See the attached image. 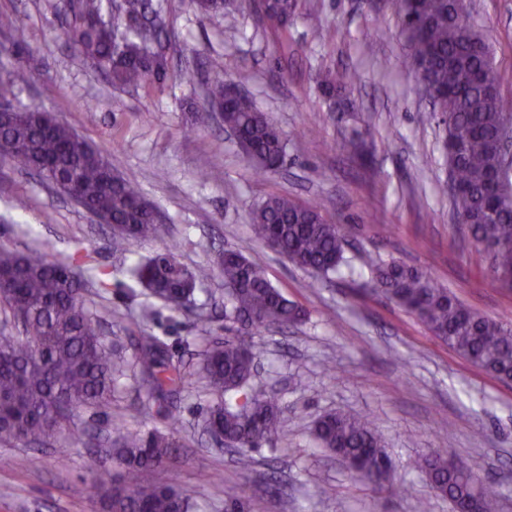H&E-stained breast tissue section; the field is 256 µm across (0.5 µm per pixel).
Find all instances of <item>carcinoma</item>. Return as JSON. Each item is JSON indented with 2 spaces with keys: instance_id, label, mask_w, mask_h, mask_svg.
<instances>
[{
  "instance_id": "cac0c4a2",
  "label": "carcinoma",
  "mask_w": 512,
  "mask_h": 512,
  "mask_svg": "<svg viewBox=\"0 0 512 512\" xmlns=\"http://www.w3.org/2000/svg\"><path fill=\"white\" fill-rule=\"evenodd\" d=\"M269 12L275 27L288 28L299 8L297 0H276ZM195 10L221 24L245 6L244 0H189ZM400 35L411 51L416 90L432 85L431 100L441 115L444 151L458 191L453 212L465 225L462 235L482 243L495 274L512 271V206L499 202L492 177L512 176L502 170L494 144L507 117L499 76L487 80L491 48L470 22L469 10L455 0H396ZM62 35L70 46L115 85L153 89L169 72L167 33L162 5L154 0H65ZM18 56V66L0 77V101L10 103L30 75L42 66L28 48L26 29L12 14L0 13V37ZM359 73L338 76L327 70L321 96L336 107L341 88L353 89ZM231 86L217 79L204 101L194 107L197 121L220 111L224 124L238 132L237 146L251 167L270 172L288 158V141L267 113L245 95H231ZM0 155L35 173L52 187L73 180L79 206L112 228L109 248L125 250L132 241L155 239L161 225L139 182L119 174L112 157L52 113L28 106L0 117ZM256 241L274 245L291 264L318 284L344 261V234L320 209L287 194L270 195L251 213ZM85 255L63 259L38 249L28 252L0 247V304L21 323L24 336L0 334V441L19 445L47 444L65 433L76 445L87 430L82 413L105 414L112 408L114 376L126 361L112 353L99 322L86 304L89 283L78 269ZM370 288L382 293L422 321L431 334L473 365L503 383L512 382V325L480 315L439 286L423 269L399 261L370 264ZM130 274L153 297L176 304L189 301L197 287L215 274L224 279L228 315L240 323L232 338L202 354L201 366L190 372L171 362L167 344L141 329L136 336L135 367L139 386L150 400L172 415L174 398L192 379L203 382L224 401L203 412L205 427L238 449V467L249 471L253 452L273 443L287 417L275 397L253 383L256 345L253 337L268 323L283 326L303 319L305 312L268 280L263 266L240 250L227 249L212 266L193 270L178 260L177 243L134 264ZM312 435L319 447L338 457L360 480L380 489L392 483L393 461L377 426L367 416L328 413ZM181 439L174 431L122 432L109 450L113 469L93 473L91 487L101 512H194L192 498L166 482L145 484L143 472L166 466ZM414 467L450 503L470 512H496L497 491L474 470L437 452L418 458Z\"/></svg>"
}]
</instances>
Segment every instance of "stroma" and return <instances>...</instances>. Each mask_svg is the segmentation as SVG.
Masks as SVG:
<instances>
[{"instance_id":"obj_1","label":"stroma","mask_w":512,"mask_h":512,"mask_svg":"<svg viewBox=\"0 0 512 512\" xmlns=\"http://www.w3.org/2000/svg\"><path fill=\"white\" fill-rule=\"evenodd\" d=\"M321 17L312 27L305 11L280 41L265 17L243 9L224 26L165 0L175 70H200L202 81L179 79L153 92L115 88L66 43L58 11L62 0H0L16 15L28 44L44 61L16 101L44 107L111 154L118 170L141 183L162 216L164 237L109 251L108 226L37 175L0 160V246L36 247L62 258L88 253L107 274L92 288L88 307L103 323L130 367L116 378L109 418L84 414L86 445L67 436L45 448L31 469V449L0 443V512H97L89 497V469L97 463L95 434L122 425L167 429L140 389L132 361L139 327L169 346L173 361L199 360L208 342L234 335L224 315V282L206 281L187 307L174 309L136 285L128 273L138 259L179 242L183 265L195 268L219 251L239 249L262 264L271 283L305 311L287 328L256 337L255 386L273 393L288 414L274 445L255 452L252 471L235 454L202 435L203 410L214 402L201 385L176 401L185 441L166 468L147 481H167L189 493L198 512H451L413 459L437 451L460 459L496 482L498 512H512V383H503L460 357L426 326L369 289L366 257L398 260L428 271L471 309L512 321V288L494 280L490 260L456 232L453 206L440 186L448 178L442 127L412 90L409 50L399 34L395 0H304ZM474 25L489 39L500 91L512 112V0H471ZM372 55L361 59L362 39ZM225 83L250 94L289 138L286 165L255 175L219 119L183 133L189 104L200 102L211 60ZM360 67L363 81L349 112H329L318 90L319 72ZM288 194L320 207L348 241L347 266L311 287L309 275L253 238L251 210L271 194ZM210 319L202 338L196 317ZM371 417L383 435L395 471L394 491L354 477L316 444L311 428L322 415Z\"/></svg>"}]
</instances>
